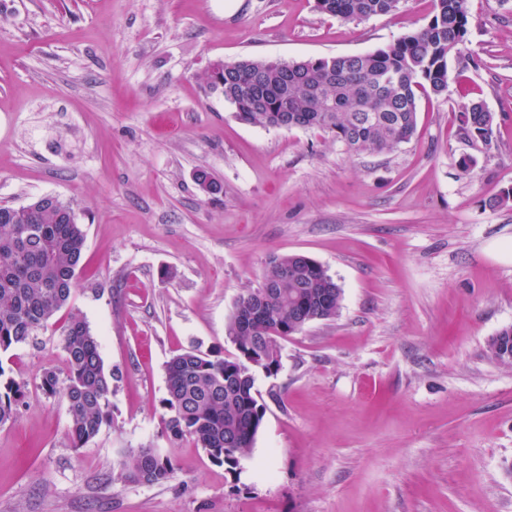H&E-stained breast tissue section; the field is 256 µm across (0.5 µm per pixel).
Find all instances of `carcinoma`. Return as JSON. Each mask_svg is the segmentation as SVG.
Segmentation results:
<instances>
[{"label": "carcinoma", "mask_w": 512, "mask_h": 512, "mask_svg": "<svg viewBox=\"0 0 512 512\" xmlns=\"http://www.w3.org/2000/svg\"><path fill=\"white\" fill-rule=\"evenodd\" d=\"M399 0H316L319 11L344 20L393 13ZM429 22L378 50L358 55L307 59L295 69L280 62L241 59L217 62L207 75L211 89L241 122L278 126L288 111L296 128H317L352 154L390 151L413 137L418 98L448 90V60L458 52L469 23L468 0H433ZM224 84L215 83L218 69ZM495 117L475 103L460 114L461 130L484 144L492 142ZM85 248V233L73 205L60 197H36L26 205L0 203V354L22 343H38L52 320L62 315L68 372L61 379L46 368L41 388L60 396L70 415L71 446L81 448L109 423L112 373L106 371L98 339L83 316L70 307ZM265 293L241 294L227 324L238 354L220 357L193 346L166 365L168 412L164 429L173 440L190 439L210 459L232 471L249 455L262 426L264 407L255 391L250 351L267 353L273 337L302 330L339 312L342 289L328 270L303 253L268 257ZM512 343V326L489 343L494 358L512 364L502 346ZM24 398L21 386L0 361V426L14 421ZM126 478L148 484L174 473L170 457L139 448L121 462Z\"/></svg>", "instance_id": "cac0c4a2"}]
</instances>
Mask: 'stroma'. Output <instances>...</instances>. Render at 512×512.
<instances>
[{
  "instance_id": "35a3bbf8",
  "label": "stroma",
  "mask_w": 512,
  "mask_h": 512,
  "mask_svg": "<svg viewBox=\"0 0 512 512\" xmlns=\"http://www.w3.org/2000/svg\"><path fill=\"white\" fill-rule=\"evenodd\" d=\"M448 93L420 98L410 142L350 154L316 129L247 125L214 63L385 47L433 0L342 20L315 0H0V202L52 194L86 234L72 304L111 370V422L71 447L62 328L0 355L27 398L0 426V512H512V0H469ZM479 102L492 144L459 117ZM476 164L461 172L458 161ZM207 172L216 191L196 180ZM304 253L338 315L281 341L237 473L164 433L165 366L235 353L225 327L270 254ZM174 459L125 478L131 451ZM121 471L132 481L158 484L171 478L174 464L169 456L161 455L156 448H139L121 462Z\"/></svg>"
}]
</instances>
